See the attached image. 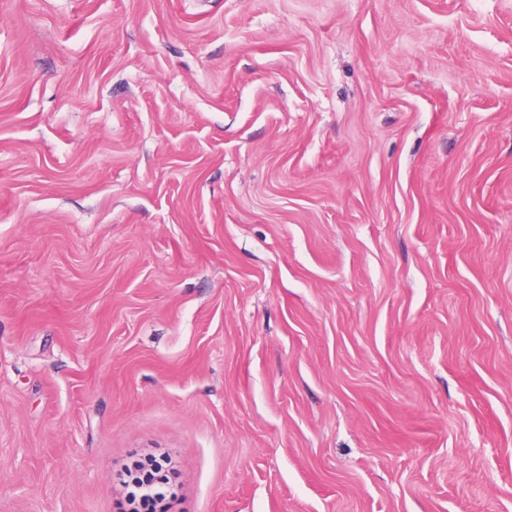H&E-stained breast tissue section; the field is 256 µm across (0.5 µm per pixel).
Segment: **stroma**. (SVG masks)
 I'll return each instance as SVG.
<instances>
[{"mask_svg": "<svg viewBox=\"0 0 512 512\" xmlns=\"http://www.w3.org/2000/svg\"><path fill=\"white\" fill-rule=\"evenodd\" d=\"M512 512V0H0V512ZM154 473L150 472L146 465L141 462H137L134 465V470L131 468L128 470V480L124 482L126 484L127 488H130L131 490L128 492V497H130L133 501L137 500V498H140L142 500L150 499L156 504H161L166 500V493H170V495L174 494V491L172 488L165 486L168 484V478L164 476H159L156 478L155 474L160 473V469H153ZM148 471V474L150 475V478L146 479L145 485L142 475ZM156 479V481L153 483V480Z\"/></svg>", "mask_w": 512, "mask_h": 512, "instance_id": "1", "label": "stroma"}]
</instances>
